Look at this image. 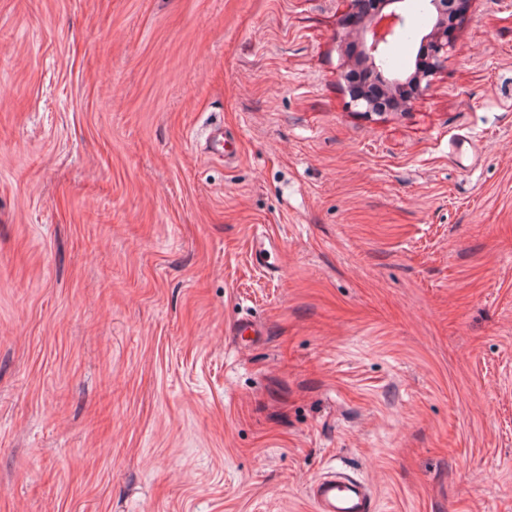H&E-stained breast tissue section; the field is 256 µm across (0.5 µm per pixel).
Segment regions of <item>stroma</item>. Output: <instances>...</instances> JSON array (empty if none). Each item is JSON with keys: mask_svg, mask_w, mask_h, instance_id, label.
<instances>
[{"mask_svg": "<svg viewBox=\"0 0 512 512\" xmlns=\"http://www.w3.org/2000/svg\"><path fill=\"white\" fill-rule=\"evenodd\" d=\"M352 7L0 0V512H512V0L372 116ZM238 153V144L234 138L226 137L222 128L216 129L210 139L208 154L211 157H224L227 162ZM230 333L238 343H243L245 345L253 343L263 336L261 326L246 317L237 319L233 324ZM312 499L317 512H373L366 484L341 473L318 482Z\"/></svg>", "mask_w": 512, "mask_h": 512, "instance_id": "1", "label": "stroma"}]
</instances>
